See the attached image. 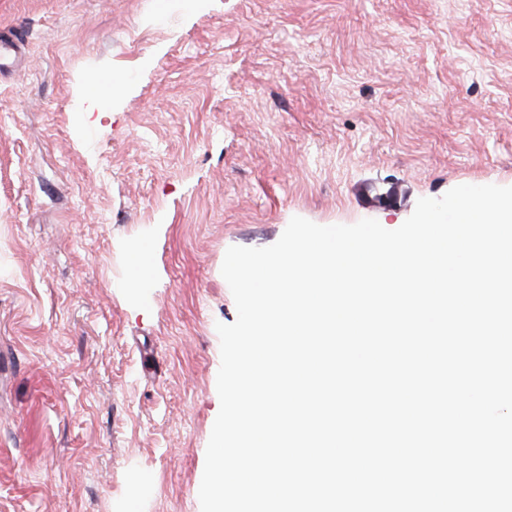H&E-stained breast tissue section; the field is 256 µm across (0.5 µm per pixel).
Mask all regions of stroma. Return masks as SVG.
<instances>
[{
    "label": "stroma",
    "mask_w": 512,
    "mask_h": 512,
    "mask_svg": "<svg viewBox=\"0 0 512 512\" xmlns=\"http://www.w3.org/2000/svg\"><path fill=\"white\" fill-rule=\"evenodd\" d=\"M1 28L0 512H201L227 249L512 186V0H0Z\"/></svg>",
    "instance_id": "1"
}]
</instances>
